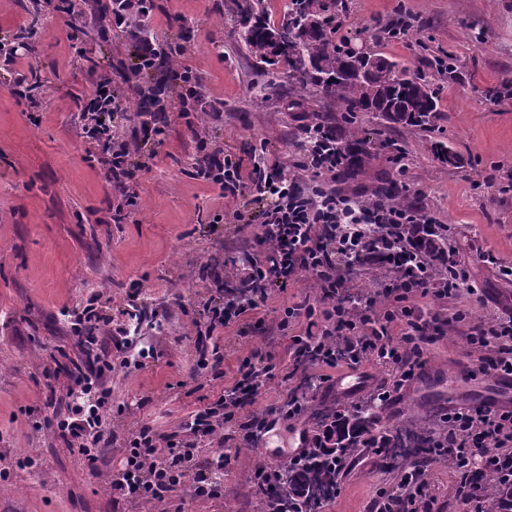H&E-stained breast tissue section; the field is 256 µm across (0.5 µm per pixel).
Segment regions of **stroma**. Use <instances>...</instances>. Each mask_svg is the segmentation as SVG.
<instances>
[{
  "mask_svg": "<svg viewBox=\"0 0 512 512\" xmlns=\"http://www.w3.org/2000/svg\"><path fill=\"white\" fill-rule=\"evenodd\" d=\"M340 36L411 69L443 55L456 58L454 77L432 74L440 119L428 131L390 126L373 112L358 115L367 132L372 161L345 191L372 196L381 178L403 177L419 189L420 203L454 230L457 259L468 265L483 302L461 305L422 301L425 316L444 323L425 356L439 379L417 386L418 403L400 420L378 410V429L396 422H425L429 402L472 404L490 385L476 375L462 327L453 322L466 308L479 322L512 308V0H347ZM234 0H153L145 20L165 54L141 76L148 86H178L175 73L191 67L201 77L203 107L219 108L220 121L192 133L180 115L178 96L169 100L170 125L162 138H148V163L130 187L135 211L113 223L112 192L93 150L80 136L79 113L92 89V66L124 72L134 62L124 30L102 36L79 25L87 0H0V42L18 46L16 65H0V512H163L157 503L113 504L103 480L92 478L52 429H34L33 411L48 394L67 397L68 378L56 372L61 356L79 358L67 315L81 313L91 289L97 309L113 327L127 322L132 307L157 314L137 339L153 347L141 366H116L112 399L123 412L112 415V463L120 465L130 429L150 420L170 430L234 382L252 350L276 354L290 366L288 336L280 333L284 305L316 296L312 277L302 274L272 292L265 306L220 335L222 376L199 369L193 321L213 291L201 271L208 264H242L255 251L256 225L235 224L243 203L218 185L194 175L196 138L250 161L254 147L267 159L290 166L302 125L335 122V103L282 82L277 97L260 91L269 74L259 72L235 32ZM417 16L419 45L384 39L395 7ZM38 83L34 97L14 93L17 74ZM442 142L464 159L461 168L442 166L433 155ZM298 421L277 422L266 446L225 443L224 494L190 501L188 512H261L253 491L258 466L287 456L290 430ZM400 469L360 451L343 468L336 495L321 512H366L377 492L395 491Z\"/></svg>",
  "mask_w": 512,
  "mask_h": 512,
  "instance_id": "35a3bbf8",
  "label": "stroma"
}]
</instances>
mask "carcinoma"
Segmentation results:
<instances>
[{"mask_svg": "<svg viewBox=\"0 0 512 512\" xmlns=\"http://www.w3.org/2000/svg\"><path fill=\"white\" fill-rule=\"evenodd\" d=\"M344 8L345 0H290L276 25L269 21L263 0H236L238 36L256 67L263 72L277 67L301 89L344 105L337 123L326 125V132L336 136V152L345 156L343 174L351 177L370 164L371 152L357 128L343 133L339 124L353 123L358 112H378L389 124L428 130L437 117L438 98L423 75L390 60L392 76L382 89L355 79L350 71L358 61L346 49L349 40L333 39V18ZM374 419L375 412L368 408L336 414V447L308 456L283 479L263 477L258 481L263 497L275 505L318 512L336 492L344 464L366 443L376 442L385 459L432 454L420 428H391L377 437L372 433ZM475 482L490 493L494 504H512V485L490 474L476 476Z\"/></svg>", "mask_w": 512, "mask_h": 512, "instance_id": "obj_1", "label": "carcinoma"}]
</instances>
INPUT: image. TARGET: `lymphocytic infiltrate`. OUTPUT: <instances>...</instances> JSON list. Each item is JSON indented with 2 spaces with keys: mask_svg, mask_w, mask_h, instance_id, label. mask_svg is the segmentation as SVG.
Returning <instances> with one entry per match:
<instances>
[{
  "mask_svg": "<svg viewBox=\"0 0 512 512\" xmlns=\"http://www.w3.org/2000/svg\"><path fill=\"white\" fill-rule=\"evenodd\" d=\"M118 88L109 75L95 80L87 96L91 117L82 126L84 142L98 146L99 162L117 199L113 223L128 216L136 198L129 192L144 168L138 158L137 141L115 136L113 116L120 108ZM313 125H305L298 137L301 155L296 174L287 179L280 166H267L264 155L254 157L250 171L231 154H205L195 168L197 177L219 185L225 195L251 196L260 209L255 216L260 246L257 258L241 276V290L224 296L217 304H205L195 322L196 343L212 367L223 361L214 333L238 324L264 303L272 289L286 288L300 274H310L319 293L318 301L305 298L284 308L280 329L290 322L306 321L303 335L294 337L293 368L303 374L302 393H290L268 406L263 413L239 422L246 442H255L278 420H295L304 414L303 394L327 396L330 386L324 375L306 374L307 364L335 366L338 359L352 363L379 362L396 367L400 376L393 383L377 385L368 403L389 401L424 362L431 324L424 319L420 299L433 297L458 302L479 290L466 266L425 264L414 272L402 256L367 248L373 225L394 233L401 224H430L434 218L421 207L407 202L408 186H401L399 199L365 198L336 189L343 161L330 148L313 140ZM369 264L378 275L380 297L358 289L356 264ZM456 320L468 325V343L478 355V371L485 376L512 374V314L491 322L468 324L466 310ZM73 384L88 394V402L44 417L45 426L55 428L70 453L81 456L92 477H105L113 503L134 499L143 503H175L184 512L185 498L211 499L223 491L224 456L213 467L197 465L195 451L201 441L223 438L224 427L238 422L246 400L256 398L280 365L274 353L252 351L238 370L231 389L223 391L207 407L194 411L189 420L171 431L158 432L142 422L131 434L122 466L101 473L102 425L112 412V361L102 346H93L80 361L63 366ZM439 460L447 463L459 480L462 497L474 504V512H486L487 498L474 482L479 473L494 474L512 483V407L452 405L437 416ZM426 463L413 459L400 481L399 495L377 494L370 512H435L438 497L424 478Z\"/></svg>",
  "mask_w": 512,
  "mask_h": 512,
  "instance_id": "1",
  "label": "lymphocytic infiltrate"
}]
</instances>
